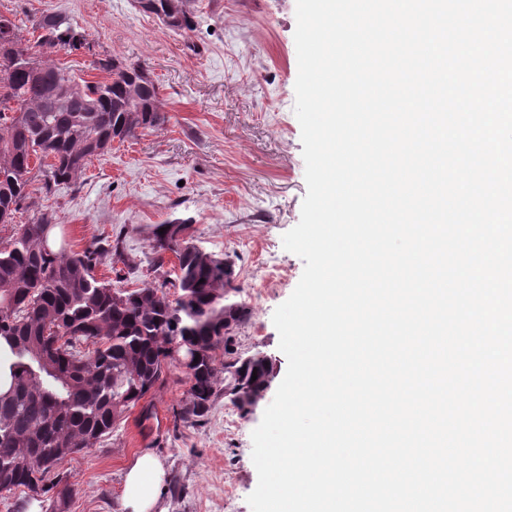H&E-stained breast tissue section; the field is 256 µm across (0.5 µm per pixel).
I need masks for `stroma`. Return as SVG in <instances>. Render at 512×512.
Instances as JSON below:
<instances>
[{
    "mask_svg": "<svg viewBox=\"0 0 512 512\" xmlns=\"http://www.w3.org/2000/svg\"><path fill=\"white\" fill-rule=\"evenodd\" d=\"M194 2V28L176 31L134 0H0L1 15L60 13L86 35L92 52L57 56L75 77L102 79L96 61L105 57L143 64L167 116L160 127L113 142L75 184L48 196L33 190L16 223L55 212L76 251L122 237L141 265L121 283L139 288L161 281L176 261L166 254L163 271L151 270L153 226L190 220L195 243L233 263L252 309L238 349L272 362L270 386L251 411L220 400L194 426L175 419L190 382L183 367L170 366L114 432L65 463L70 512H119L124 473L145 451L167 468L168 512H251L247 498L258 483L251 435L287 371L272 315L304 268L282 244L307 191L294 113L296 0Z\"/></svg>",
    "mask_w": 512,
    "mask_h": 512,
    "instance_id": "stroma-1",
    "label": "stroma"
}]
</instances>
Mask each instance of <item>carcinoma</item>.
Masks as SVG:
<instances>
[{
    "instance_id": "cac0c4a2",
    "label": "carcinoma",
    "mask_w": 512,
    "mask_h": 512,
    "mask_svg": "<svg viewBox=\"0 0 512 512\" xmlns=\"http://www.w3.org/2000/svg\"><path fill=\"white\" fill-rule=\"evenodd\" d=\"M170 12L173 30L194 26L189 0H156ZM34 41L21 38L20 55L40 64L36 75L0 57V133L24 110L15 149L0 153V224H12L30 198L31 160H49L41 189L77 182L98 156L91 142L124 141L165 123L158 86L139 63L96 61L101 81L70 76L53 55L89 53L93 46L65 16L32 20ZM167 227L165 233L159 229ZM54 214L14 227L0 241V337L14 357L9 389L0 393V493L21 489L29 498L50 495L53 512H68L73 488L62 465L112 433L124 413L161 380L165 369H187L184 423L204 421L219 395L237 410L263 398L271 375L266 355L238 351L235 335L251 317L238 299L234 265L186 238L184 221L151 232L153 263L175 254L174 283L114 288L96 275L105 256L136 269L121 241L67 249L50 239ZM177 289L170 298L168 287ZM100 341L88 350L85 344ZM224 350V360L217 350ZM257 378H252V374Z\"/></svg>"
}]
</instances>
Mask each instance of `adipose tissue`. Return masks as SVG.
Listing matches in <instances>:
<instances>
[{
	"mask_svg": "<svg viewBox=\"0 0 512 512\" xmlns=\"http://www.w3.org/2000/svg\"><path fill=\"white\" fill-rule=\"evenodd\" d=\"M167 480L164 463L154 454L136 457L124 476L121 512H167L161 494Z\"/></svg>",
	"mask_w": 512,
	"mask_h": 512,
	"instance_id": "1",
	"label": "adipose tissue"
}]
</instances>
